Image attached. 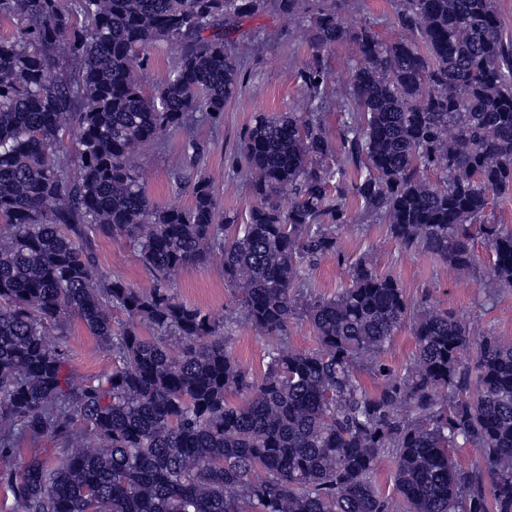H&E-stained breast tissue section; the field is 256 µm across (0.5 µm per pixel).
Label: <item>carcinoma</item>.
<instances>
[{
	"mask_svg": "<svg viewBox=\"0 0 512 512\" xmlns=\"http://www.w3.org/2000/svg\"><path fill=\"white\" fill-rule=\"evenodd\" d=\"M303 3L274 7L299 27ZM396 4L407 36L388 41L332 4L309 20L302 108L260 114L241 138L253 201L240 222L206 175L189 206L154 204L137 156L223 122L244 81L224 30L268 0H0L14 28L0 38V479L19 512H512V345L448 311L412 313L365 258L334 296L310 277L339 254L353 200L448 273L478 264L482 239L486 286L512 289V227L488 218L490 196L512 194V40L496 0ZM159 42L176 56L147 93L138 71ZM338 43L333 135L324 52ZM91 233L131 247L152 289L99 273ZM217 258L267 341L260 379L229 351V321L172 292L179 270ZM297 316L317 348L288 344ZM69 318L110 371L74 382ZM408 320L414 351L395 371L383 355ZM45 438L59 463L15 460ZM462 447L480 465H458ZM384 459L394 497L375 488Z\"/></svg>",
	"mask_w": 512,
	"mask_h": 512,
	"instance_id": "1",
	"label": "carcinoma"
}]
</instances>
